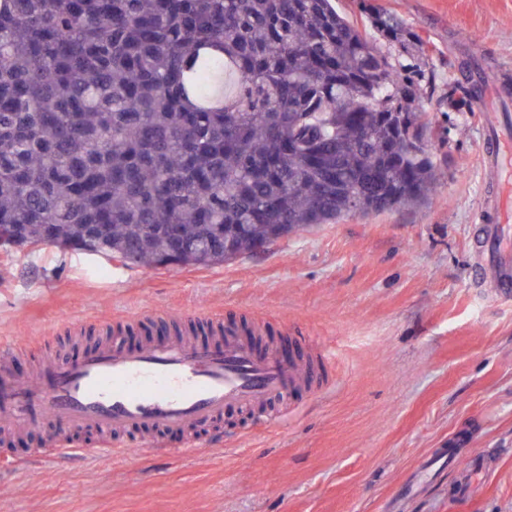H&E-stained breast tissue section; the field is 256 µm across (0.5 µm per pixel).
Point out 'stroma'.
I'll list each match as a JSON object with an SVG mask.
<instances>
[{"label": "stroma", "mask_w": 512, "mask_h": 512, "mask_svg": "<svg viewBox=\"0 0 512 512\" xmlns=\"http://www.w3.org/2000/svg\"><path fill=\"white\" fill-rule=\"evenodd\" d=\"M423 42L426 147L441 173L422 206L347 215L209 267L136 266L58 248L0 249V341L16 375L106 341L78 321L205 307L307 356L335 385L296 394L272 428L244 415L211 447L47 460L40 430L0 441V512H512V298L479 281L512 261V223L481 238L493 177L487 114L512 140V0H368ZM483 82L457 107L461 65Z\"/></svg>", "instance_id": "obj_1"}]
</instances>
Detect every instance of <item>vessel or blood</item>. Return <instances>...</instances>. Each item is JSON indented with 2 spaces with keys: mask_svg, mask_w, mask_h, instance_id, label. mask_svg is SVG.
<instances>
[{
  "mask_svg": "<svg viewBox=\"0 0 512 512\" xmlns=\"http://www.w3.org/2000/svg\"><path fill=\"white\" fill-rule=\"evenodd\" d=\"M484 233L512 222L500 192L486 196ZM495 294L512 290V271L480 269ZM171 311L140 310L122 321L141 327L173 319ZM327 352L314 362L287 363L276 354L258 351L247 338L227 334L203 341L170 336L137 347L121 337L87 349L79 357L48 365L43 378L8 380L0 397V433L50 428L55 442L46 449L56 458L86 449L83 434L96 437L92 453L128 452V437L145 432L150 445L163 449L162 438L178 434L189 448H199L201 426L221 420L225 411L259 412L265 425L278 424L292 406L291 395L306 387L322 392Z\"/></svg>",
  "mask_w": 512,
  "mask_h": 512,
  "instance_id": "1",
  "label": "vessel or blood"
}]
</instances>
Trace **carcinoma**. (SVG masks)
Wrapping results in <instances>:
<instances>
[{
	"label": "carcinoma",
	"mask_w": 512,
	"mask_h": 512,
	"mask_svg": "<svg viewBox=\"0 0 512 512\" xmlns=\"http://www.w3.org/2000/svg\"><path fill=\"white\" fill-rule=\"evenodd\" d=\"M332 0H0V227L131 264L213 266L423 204L426 60Z\"/></svg>",
	"instance_id": "1"
}]
</instances>
